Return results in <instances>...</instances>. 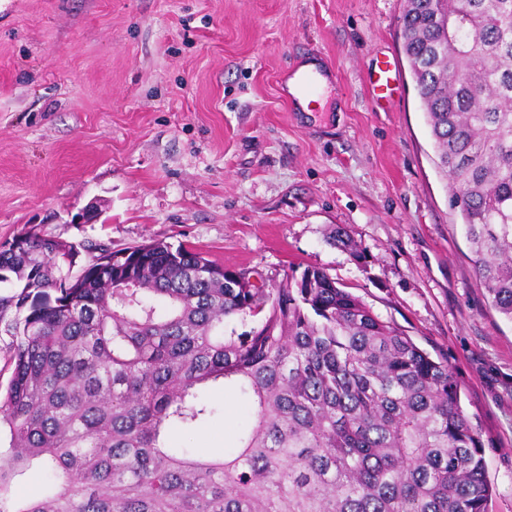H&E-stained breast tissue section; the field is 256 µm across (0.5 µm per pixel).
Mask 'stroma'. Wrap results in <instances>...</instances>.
I'll return each mask as SVG.
<instances>
[{"mask_svg": "<svg viewBox=\"0 0 512 512\" xmlns=\"http://www.w3.org/2000/svg\"><path fill=\"white\" fill-rule=\"evenodd\" d=\"M406 0H0V242L36 229L104 249L195 248L274 287L325 270L382 320L443 355L480 435L489 512H512V321L470 261L400 38ZM393 57L401 86L373 102ZM317 56L340 85L308 117L277 78ZM92 224L76 218L90 204ZM344 228L363 260L332 246ZM193 435L212 457L246 418ZM377 69L368 77L371 98L378 104L389 103L400 89V74L394 61L389 58L378 60Z\"/></svg>", "mask_w": 512, "mask_h": 512, "instance_id": "stroma-1", "label": "stroma"}]
</instances>
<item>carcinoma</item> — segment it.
Returning a JSON list of instances; mask_svg holds the SVG:
<instances>
[{
    "label": "carcinoma",
    "instance_id": "obj_1",
    "mask_svg": "<svg viewBox=\"0 0 512 512\" xmlns=\"http://www.w3.org/2000/svg\"><path fill=\"white\" fill-rule=\"evenodd\" d=\"M401 38L473 268L512 321V0H407ZM329 239L362 258L343 228ZM79 254L0 243V512H488L447 360L324 270L266 288L163 241L75 275ZM216 385L247 409L234 443L171 445L215 414ZM32 468L50 478L22 497Z\"/></svg>",
    "mask_w": 512,
    "mask_h": 512
}]
</instances>
